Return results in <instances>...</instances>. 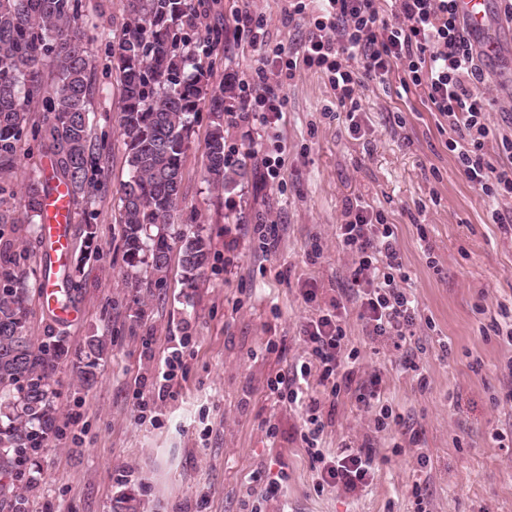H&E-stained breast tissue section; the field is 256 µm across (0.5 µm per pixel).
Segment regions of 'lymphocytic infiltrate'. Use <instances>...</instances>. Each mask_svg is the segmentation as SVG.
I'll return each instance as SVG.
<instances>
[{"instance_id": "lymphocytic-infiltrate-1", "label": "lymphocytic infiltrate", "mask_w": 512, "mask_h": 512, "mask_svg": "<svg viewBox=\"0 0 512 512\" xmlns=\"http://www.w3.org/2000/svg\"><path fill=\"white\" fill-rule=\"evenodd\" d=\"M288 0V18L311 14L309 35L301 52L271 48L270 68L257 72L261 91L228 74L255 121L266 126L278 120L283 102L277 90L283 79L293 78L298 67L326 76L345 111L350 135L361 130L359 91L365 82L397 72L403 88L422 90L431 111L446 119L451 136L448 150L466 181L492 205L491 217L503 229L512 228V135L495 132L488 121L490 98L485 75L458 15L457 0ZM346 220L336 227V238L351 258L348 268L357 316L371 339L401 349L417 324V305L403 286L408 276L398 246L395 225L382 210L357 197L348 200ZM333 299L329 308L302 325L305 359L291 374L277 375L267 387L279 402L301 409L299 431L315 466L316 491L339 489L356 496L370 486L374 465L363 449L343 445L336 454L321 446L327 421L318 398L308 393L311 373H318L331 397L354 395L375 415L382 431L401 424L382 394L379 374L357 384L359 353L348 346L340 310Z\"/></svg>"}]
</instances>
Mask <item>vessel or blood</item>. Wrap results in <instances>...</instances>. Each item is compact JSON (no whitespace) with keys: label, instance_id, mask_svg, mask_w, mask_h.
Returning a JSON list of instances; mask_svg holds the SVG:
<instances>
[{"label":"vessel or blood","instance_id":"obj_1","mask_svg":"<svg viewBox=\"0 0 512 512\" xmlns=\"http://www.w3.org/2000/svg\"><path fill=\"white\" fill-rule=\"evenodd\" d=\"M458 13L463 18L475 50L481 56H490L494 49L488 39L489 28L497 20L490 0H458ZM73 218V202L64 183H53L44 199L42 208L43 278L42 303L53 311L58 320L72 317L69 306L60 304L61 285L55 273L68 256L70 237L68 226Z\"/></svg>","mask_w":512,"mask_h":512}]
</instances>
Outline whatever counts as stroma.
I'll return each mask as SVG.
<instances>
[{
	"instance_id": "1",
	"label": "stroma",
	"mask_w": 512,
	"mask_h": 512,
	"mask_svg": "<svg viewBox=\"0 0 512 512\" xmlns=\"http://www.w3.org/2000/svg\"><path fill=\"white\" fill-rule=\"evenodd\" d=\"M267 19L268 42L298 50L308 20L288 21L287 0H256ZM206 15L198 35L215 27L224 38L210 45V80L225 74L252 79L261 52L234 14L241 0H191ZM89 21L91 137L108 131L100 149L102 192L92 213L73 207L72 245L80 247L86 220L98 230V259L72 265L80 289L71 302L77 316L62 326L43 307L37 288L41 238L30 224H10L0 250L20 253L30 288L25 326L33 341L62 340L66 353L51 372L58 435L37 455L29 512H243L254 470L268 478L287 472L282 501L265 512H417L413 484H421L426 512H512V402L494 396L512 386V341L489 325L499 304L512 303V234L491 218L480 193L460 173L446 147L448 123L430 110L421 92L404 91L398 74L367 82L360 93L361 136H349L325 76L300 68L284 80L283 117L269 129L225 119L224 137L246 175L234 190L208 183L203 150L212 118L201 113L189 137L180 199L173 224L211 240V259L196 287L183 284L179 254H172L161 288H137L126 277L120 241L124 146L117 127L121 83L108 48L129 21L126 0H82ZM500 45L484 71L490 88V123L511 127L512 30L492 28ZM280 152L281 182L264 181L261 159ZM44 148L22 142L7 176L11 191L0 211L22 213L25 187L43 175ZM363 197L397 227L419 318L405 352L366 336L355 310L344 317L349 344L363 374L379 373L389 404L403 426L375 431L374 416L347 394L330 399L318 375L310 393L335 411L323 436L329 452L370 442L374 479L351 497L337 489L316 492L311 462L297 431L298 410L274 403L266 381L286 372L306 347L300 327L350 286V258L336 239L348 198ZM274 219L273 247L264 251L252 228ZM322 245L317 261L308 253ZM437 267H430L429 258ZM316 281L317 304L302 289ZM190 334L187 372L175 397L157 412L138 416L135 391L156 397L153 381L174 337ZM106 338L97 379L84 386L79 370L89 336ZM153 337L144 349V337ZM278 343L268 349V340ZM413 356L417 370L403 368ZM427 385H420L419 376ZM278 434L268 438V425ZM418 433L402 445L403 427Z\"/></svg>"
}]
</instances>
